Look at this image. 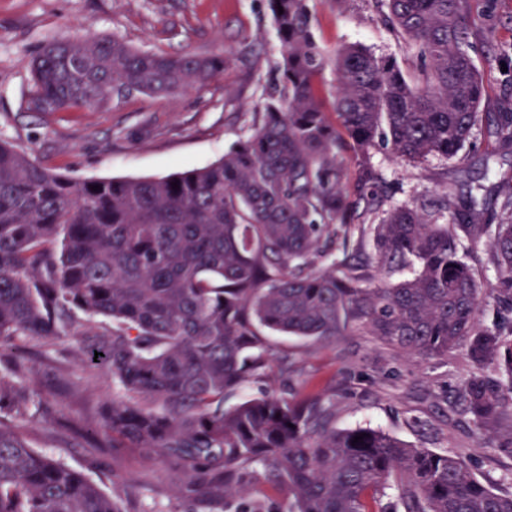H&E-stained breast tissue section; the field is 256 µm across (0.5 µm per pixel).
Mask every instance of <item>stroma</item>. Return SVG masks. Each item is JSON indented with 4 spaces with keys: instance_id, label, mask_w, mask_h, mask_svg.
<instances>
[{
    "instance_id": "stroma-1",
    "label": "stroma",
    "mask_w": 512,
    "mask_h": 512,
    "mask_svg": "<svg viewBox=\"0 0 512 512\" xmlns=\"http://www.w3.org/2000/svg\"><path fill=\"white\" fill-rule=\"evenodd\" d=\"M314 33L327 54L358 44L397 59L416 60L365 0H314ZM473 57L486 88L480 112H512V91L499 82L497 53L512 50V0H471ZM88 34L117 36L131 46L167 54L193 51L229 59L223 74L187 94L133 95L93 110L45 115L26 109L28 64L47 42ZM282 48L267 0H0V139L30 148L53 172L85 181L162 178L202 168L223 157L248 134L265 91L280 77ZM375 166L401 205L422 195L438 199L452 165L438 157L411 166L375 152ZM472 171L512 184V155L496 139L479 136L468 151ZM277 356H290L291 373L254 379L236 401L275 393L300 398L323 389L336 393V424L382 429L397 438L462 457L486 486H512V463L494 441L467 422L448 418L451 394L469 370L463 351L444 360L412 362L363 332L320 343L277 335ZM15 357L25 384L37 394L24 432L48 457L81 472L102 491L132 496L137 512H190L174 486L181 472L137 448H101L88 428L103 402L118 394L104 370L87 367L69 337L23 342Z\"/></svg>"
}]
</instances>
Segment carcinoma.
<instances>
[{"mask_svg":"<svg viewBox=\"0 0 512 512\" xmlns=\"http://www.w3.org/2000/svg\"><path fill=\"white\" fill-rule=\"evenodd\" d=\"M268 2L280 80L251 132L211 165L76 181L0 140V354L94 337L85 362L124 397L104 402L90 435L181 466L177 494L195 512L245 499L256 463L285 512H512V490L490 489L450 452L336 427L331 390L224 407L269 368L271 334L333 341L353 329L420 361L461 348L470 371L450 405L512 460V320L479 319L488 299L512 312V196L495 224L446 198L387 209L373 164L379 147L416 164L474 145L485 85L469 54V0H369L417 57L412 73L358 46L328 59L313 0ZM329 63L328 106L317 79ZM226 64L116 36L53 40L29 64L28 108L91 109L121 88L164 98ZM493 134L512 147V112L494 117ZM460 219L466 236L488 238V288L459 256L448 225ZM20 380L0 372V512H136L31 447L21 425L35 394Z\"/></svg>","mask_w":512,"mask_h":512,"instance_id":"obj_1","label":"carcinoma"}]
</instances>
